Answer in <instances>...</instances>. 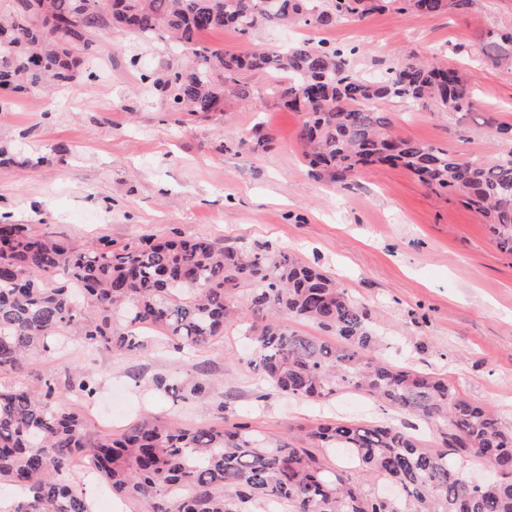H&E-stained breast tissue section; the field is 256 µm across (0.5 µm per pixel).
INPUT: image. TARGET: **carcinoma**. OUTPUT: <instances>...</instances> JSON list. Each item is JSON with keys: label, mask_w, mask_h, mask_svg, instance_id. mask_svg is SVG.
I'll use <instances>...</instances> for the list:
<instances>
[{"label": "carcinoma", "mask_w": 512, "mask_h": 512, "mask_svg": "<svg viewBox=\"0 0 512 512\" xmlns=\"http://www.w3.org/2000/svg\"><path fill=\"white\" fill-rule=\"evenodd\" d=\"M397 12L464 10L471 0H396ZM379 8L378 0H12L0 17V91L65 86L79 75L70 47L93 56V34L118 28L143 40L170 34L187 46L203 31L231 29L247 38L260 25L327 28ZM494 63L512 64V24L478 41ZM355 49L298 42L284 50L247 53L196 48L185 67L165 74L171 112H217L229 93L251 88L244 70H264L283 106L303 113L298 139L316 175L344 181L374 165L402 167L426 186L457 195L487 219L497 245L512 253V147L494 158L450 155L403 138L371 110L379 99L411 107L431 103L452 113L471 110V86L437 61L409 60L380 80L354 72ZM252 289L242 332L254 345L251 364L271 388L322 400L343 389L405 412L441 430V447L422 446L391 425L319 424L274 439L233 422L182 428L145 419L123 435L87 443L86 422L57 395L56 383L0 389V483L28 496L0 512H91L69 478L82 461L112 492L146 499L152 512H512V433L487 408L448 381L394 367L368 355L378 343L365 307L336 281L298 258L238 252L206 238L143 239L121 248L109 239L76 252L69 242L0 222V374L23 369L28 352L77 336L135 355L140 329L155 328L196 347L224 332L239 311L232 295ZM288 315L333 333L336 343L299 336ZM164 391L205 397L214 382L195 369L185 379L159 378ZM67 392L92 398L89 376L70 378ZM347 448L350 468H334L328 449ZM480 460L500 473L479 486L467 481ZM391 483L387 497L375 485Z\"/></svg>", "instance_id": "1"}]
</instances>
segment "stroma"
Returning a JSON list of instances; mask_svg holds the SVG:
<instances>
[{
  "label": "stroma",
  "instance_id": "1",
  "mask_svg": "<svg viewBox=\"0 0 512 512\" xmlns=\"http://www.w3.org/2000/svg\"><path fill=\"white\" fill-rule=\"evenodd\" d=\"M508 24L512 0H473L464 11L433 15L399 14L389 2L326 29L268 23L246 39L227 29L200 33L196 43L238 51L327 41L355 48L348 62L366 78L414 58L436 60L471 83L469 113L411 108L396 98L375 109L402 136L453 155L492 157L504 146L498 126L512 124V68L487 60L477 39ZM98 43L87 63L94 80L81 76L0 104V146L13 154L0 165V211L11 223L81 250L101 238L121 247L179 236L293 253L366 306L382 358L447 379L512 431V254L497 247L479 213L402 168L372 166L342 185L315 177L297 138L303 116L279 105L267 74H246L249 100L229 98L222 110L196 116L171 114L141 77L180 66V49L108 29ZM260 135L267 146L251 151ZM144 344L131 356L75 337L65 348L33 351L23 373L1 375L0 387L45 378L61 385L92 374L94 400L65 397L85 417L92 443L146 416L187 427L229 419L272 437L358 420L399 426L430 448L438 443L436 429L355 390L321 403L274 391L252 366L254 349L239 326H226L199 350L176 351L153 332ZM194 364L223 380L221 395L175 399L157 385V377ZM69 477L94 512L150 510L146 500L114 497L82 463Z\"/></svg>",
  "mask_w": 512,
  "mask_h": 512
}]
</instances>
